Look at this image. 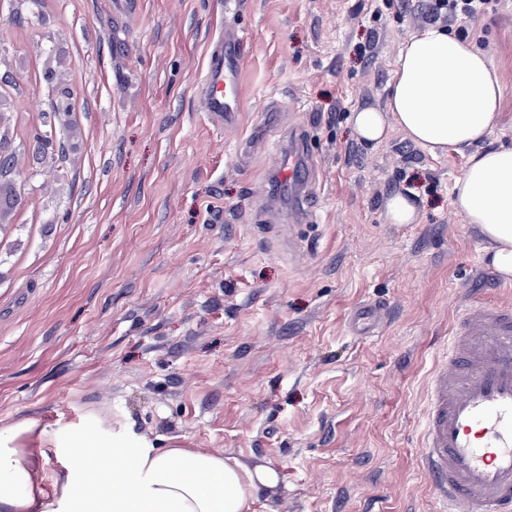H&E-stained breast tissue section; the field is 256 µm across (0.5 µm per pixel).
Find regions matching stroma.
Returning <instances> with one entry per match:
<instances>
[{"label": "stroma", "mask_w": 512, "mask_h": 512, "mask_svg": "<svg viewBox=\"0 0 512 512\" xmlns=\"http://www.w3.org/2000/svg\"><path fill=\"white\" fill-rule=\"evenodd\" d=\"M0 0V426L34 417L56 446L93 420L127 448H205L277 470L258 512H433L417 466L424 379L458 308L512 303L453 206L465 167L398 130L384 107L424 0ZM240 30L242 124L202 112L209 44ZM503 86L484 147L512 146V0L464 27ZM72 93L55 127L41 114ZM316 180L287 227L257 215L288 137ZM417 191L421 220L384 202ZM386 310L350 332L356 310ZM412 191L398 192L385 203L386 217L391 224H416L419 219V205Z\"/></svg>", "instance_id": "1"}]
</instances>
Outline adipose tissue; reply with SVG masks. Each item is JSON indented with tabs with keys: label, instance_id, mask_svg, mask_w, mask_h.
Masks as SVG:
<instances>
[{
	"label": "adipose tissue",
	"instance_id": "obj_1",
	"mask_svg": "<svg viewBox=\"0 0 512 512\" xmlns=\"http://www.w3.org/2000/svg\"><path fill=\"white\" fill-rule=\"evenodd\" d=\"M498 72L472 40L438 25L409 34L398 52L385 109L352 115L369 142L397 128L430 155L467 152L454 206L486 240L492 264L512 277V148L481 149L502 106ZM101 463L64 451L63 473L44 481L45 432L34 419L0 427V512H257L276 470L204 448L122 447L98 424L82 430Z\"/></svg>",
	"mask_w": 512,
	"mask_h": 512
}]
</instances>
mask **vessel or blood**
<instances>
[{
    "mask_svg": "<svg viewBox=\"0 0 512 512\" xmlns=\"http://www.w3.org/2000/svg\"><path fill=\"white\" fill-rule=\"evenodd\" d=\"M247 49L229 31L208 50L198 99L211 119L241 122L238 71ZM314 179L305 138L292 137L275 179L305 211ZM420 466L436 512H512V306L464 305L426 380Z\"/></svg>",
    "mask_w": 512,
    "mask_h": 512,
    "instance_id": "vessel-or-blood-1",
    "label": "vessel or blood"
}]
</instances>
